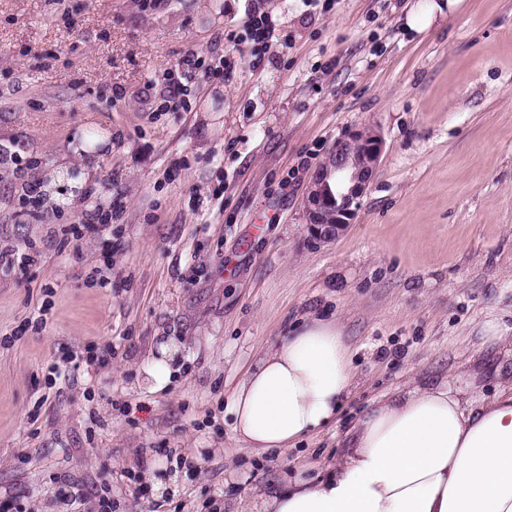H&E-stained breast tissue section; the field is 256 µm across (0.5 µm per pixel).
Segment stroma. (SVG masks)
<instances>
[{
  "label": "stroma",
  "instance_id": "obj_1",
  "mask_svg": "<svg viewBox=\"0 0 512 512\" xmlns=\"http://www.w3.org/2000/svg\"><path fill=\"white\" fill-rule=\"evenodd\" d=\"M432 5L0 0V497L259 512L326 475L382 398L512 383V0L409 28ZM260 15L285 42L256 61L240 36ZM365 125L375 177L345 234L311 247L309 181ZM98 204L112 221L69 234ZM310 314L352 346L355 386L330 427L255 452L233 393Z\"/></svg>",
  "mask_w": 512,
  "mask_h": 512
}]
</instances>
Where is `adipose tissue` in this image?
I'll list each match as a JSON object with an SVG mask.
<instances>
[{
  "label": "adipose tissue",
  "mask_w": 512,
  "mask_h": 512,
  "mask_svg": "<svg viewBox=\"0 0 512 512\" xmlns=\"http://www.w3.org/2000/svg\"><path fill=\"white\" fill-rule=\"evenodd\" d=\"M354 382L334 322L311 319L236 389L239 439L288 449L329 426ZM263 512H512V385L488 402L440 384L384 398L358 423L334 472L297 479Z\"/></svg>",
  "instance_id": "1"
}]
</instances>
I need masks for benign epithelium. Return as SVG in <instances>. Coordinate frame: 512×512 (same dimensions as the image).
I'll return each instance as SVG.
<instances>
[{
    "instance_id": "obj_1",
    "label": "benign epithelium",
    "mask_w": 512,
    "mask_h": 512,
    "mask_svg": "<svg viewBox=\"0 0 512 512\" xmlns=\"http://www.w3.org/2000/svg\"><path fill=\"white\" fill-rule=\"evenodd\" d=\"M382 153L383 141L369 127L355 129L336 142L314 172L303 199L310 245L320 246L346 232Z\"/></svg>"
}]
</instances>
